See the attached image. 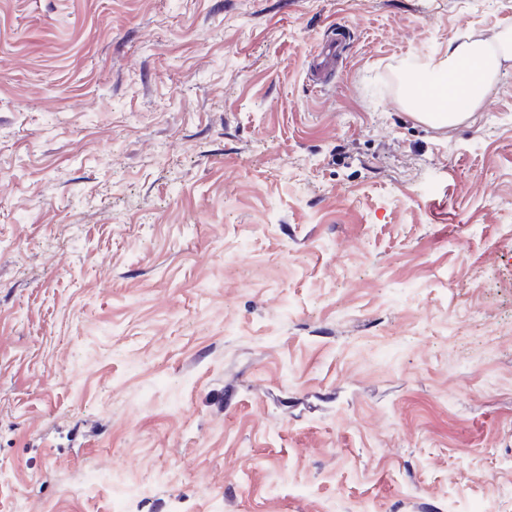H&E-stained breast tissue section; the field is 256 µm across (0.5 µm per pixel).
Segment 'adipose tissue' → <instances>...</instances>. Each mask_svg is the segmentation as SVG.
<instances>
[{"label": "adipose tissue", "mask_w": 512, "mask_h": 512, "mask_svg": "<svg viewBox=\"0 0 512 512\" xmlns=\"http://www.w3.org/2000/svg\"><path fill=\"white\" fill-rule=\"evenodd\" d=\"M501 52L495 53L481 41L449 44L440 60L431 62L435 80L410 78L406 94L423 106L425 119L436 127L455 124L463 116L477 111L486 98L499 68V60L512 56V34H503Z\"/></svg>", "instance_id": "obj_1"}]
</instances>
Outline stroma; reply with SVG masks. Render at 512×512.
<instances>
[{
    "label": "stroma",
    "instance_id": "1",
    "mask_svg": "<svg viewBox=\"0 0 512 512\" xmlns=\"http://www.w3.org/2000/svg\"><path fill=\"white\" fill-rule=\"evenodd\" d=\"M507 29L0 0V512H512V57L454 126L404 94ZM347 48V40L343 34H333L326 39L320 51L312 59L308 73L309 81L315 85L329 83L343 63Z\"/></svg>",
    "mask_w": 512,
    "mask_h": 512
}]
</instances>
